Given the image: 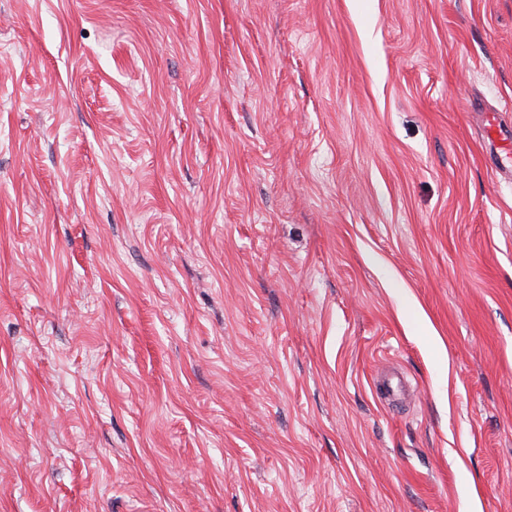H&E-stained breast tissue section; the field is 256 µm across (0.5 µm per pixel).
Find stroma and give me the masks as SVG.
I'll return each mask as SVG.
<instances>
[{"label": "stroma", "mask_w": 512, "mask_h": 512, "mask_svg": "<svg viewBox=\"0 0 512 512\" xmlns=\"http://www.w3.org/2000/svg\"><path fill=\"white\" fill-rule=\"evenodd\" d=\"M512 0H0V512H512Z\"/></svg>", "instance_id": "1"}]
</instances>
